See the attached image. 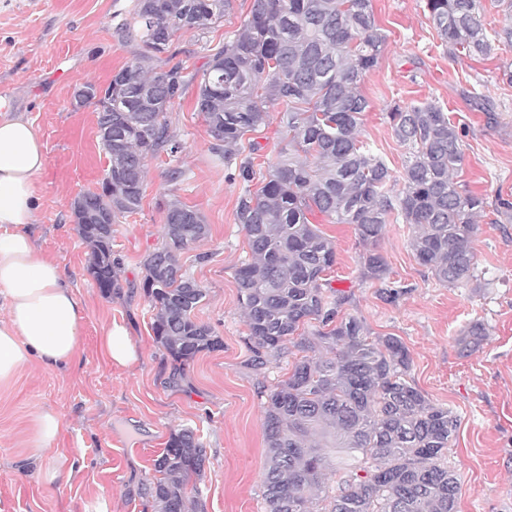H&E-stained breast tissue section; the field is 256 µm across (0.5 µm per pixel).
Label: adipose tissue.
I'll return each mask as SVG.
<instances>
[{
	"label": "adipose tissue",
	"mask_w": 512,
	"mask_h": 512,
	"mask_svg": "<svg viewBox=\"0 0 512 512\" xmlns=\"http://www.w3.org/2000/svg\"><path fill=\"white\" fill-rule=\"evenodd\" d=\"M45 169L44 144L32 123L0 114V383L29 361L47 369L69 364L84 308L64 267L33 242L39 209L35 181Z\"/></svg>",
	"instance_id": "ef3b65f1"
}]
</instances>
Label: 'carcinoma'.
<instances>
[{"label":"carcinoma","mask_w":512,"mask_h":512,"mask_svg":"<svg viewBox=\"0 0 512 512\" xmlns=\"http://www.w3.org/2000/svg\"><path fill=\"white\" fill-rule=\"evenodd\" d=\"M215 2L135 0L118 28L135 43L133 58L102 96L82 102L94 108L99 129L112 125V139H102L109 166L100 187L78 195L75 210L91 248L88 269L105 293L120 287L112 225L141 208L147 160L182 152L167 112L190 84L197 83L195 111L213 139L211 150L228 163L244 136L266 124V103L285 102L280 124L288 141L263 185L250 189L261 150L255 142L230 175L244 185L236 217L251 253L235 270L252 340L249 365L265 368L289 341L303 353L266 393L268 512H456L460 481L445 459L458 421L409 382L410 357L399 338L373 339L362 319L339 317L352 295L325 278L335 249L308 215L355 226L366 280L387 278L375 248L393 213L415 229V258L440 284L470 280L475 220L486 202L452 179L464 159L460 134L432 102L394 105L386 117L410 149L399 179L358 139L359 116L369 108L360 84L386 41L371 0H252L233 38L205 69L188 73L176 60L175 40L220 22L224 12L213 10ZM425 11L450 56L512 49V27H492L479 0H425ZM158 207L163 236L141 262L143 288L155 311L156 341L172 362L170 383L179 386L198 354L222 346L215 330L196 320L206 291L179 262L209 227L173 194L161 195ZM102 210L112 211V223L89 218ZM313 321L310 331L299 332ZM484 336L485 325L475 322L458 342L472 350ZM206 461L193 429L171 432L149 483L156 512H204L197 481ZM331 467L342 473L341 483L324 504L318 491Z\"/></svg>","instance_id":"cac0c4a2"}]
</instances>
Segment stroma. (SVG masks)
Wrapping results in <instances>:
<instances>
[{
  "mask_svg": "<svg viewBox=\"0 0 512 512\" xmlns=\"http://www.w3.org/2000/svg\"><path fill=\"white\" fill-rule=\"evenodd\" d=\"M134 0H0V113L29 119L45 146L46 166L36 181L41 207L33 235L58 260L84 302L74 360L47 370L35 363L0 385V512H154L149 482L153 461L171 430L197 429L208 462L198 484L207 512H267L262 494L267 443L263 428L265 387L287 379L297 350L270 358L262 372L249 365V329L238 301L234 272L248 259L246 235L236 218L243 185L228 179L224 158L195 110L189 86L168 114L183 145L177 159L148 160L140 210L115 225L112 246L122 258L121 287L98 288L87 270L89 249L74 222L71 202L98 188L108 160L92 108L72 105L86 82L106 84L130 61L133 44L116 26ZM251 0H231L220 23L190 31L177 43L189 71H196L239 28ZM387 39L378 65L360 90L370 107L362 113L360 138L370 143L394 176L409 150L392 135L390 105L431 101L447 112L463 141L464 162L456 181L486 200L473 237L474 276L448 288L418 264L410 247L412 228L386 224L376 251L388 269L386 282L362 280L363 247L354 225L321 215L310 220L332 241L336 264L327 277L351 292L344 314L361 318L373 335L396 336L407 348L410 381L434 405L449 409L459 427L448 464L461 490L457 512H512V218L498 208L512 202V84L503 75L512 50L449 59L424 11V0H372ZM285 105L268 104L270 120L251 133L262 150L258 172L275 163L285 131ZM184 170L166 182L170 164ZM172 191L202 213L208 238L180 256V263L207 291L196 309L223 346L200 353L181 388L169 387L171 362L151 330L154 311L142 288L141 262L161 239V193ZM401 289L396 302L379 296L381 285ZM487 335L466 351L458 338L474 321ZM113 322L127 324L137 359L114 366L104 347ZM45 411L56 414L60 433L54 453L41 465L20 468L33 446L34 425ZM64 455L68 483H47L42 468Z\"/></svg>",
  "mask_w": 512,
  "mask_h": 512,
  "instance_id": "obj_1",
  "label": "stroma"
}]
</instances>
